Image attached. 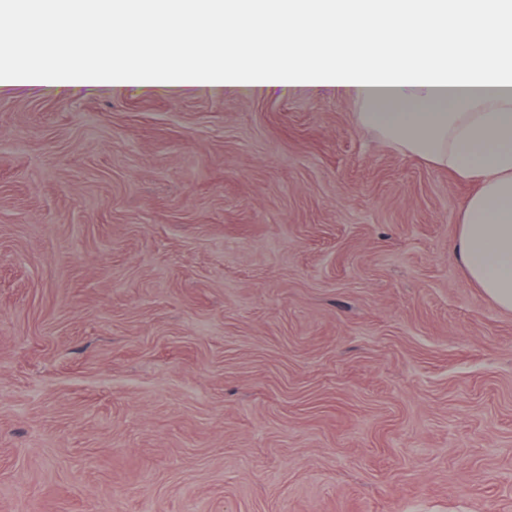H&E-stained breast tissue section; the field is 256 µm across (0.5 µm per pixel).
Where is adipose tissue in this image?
<instances>
[{"label": "adipose tissue", "instance_id": "1", "mask_svg": "<svg viewBox=\"0 0 512 512\" xmlns=\"http://www.w3.org/2000/svg\"><path fill=\"white\" fill-rule=\"evenodd\" d=\"M280 1L288 31L278 63L221 65L198 49L154 79L190 77L215 89L326 85L355 99L359 126L475 184L458 257L469 281L512 311V0H179L187 28L207 15L264 24L267 6ZM340 17L350 21L342 43L329 28ZM69 54L73 65L37 68L36 80L67 90L142 72L134 59L115 69L79 47Z\"/></svg>", "mask_w": 512, "mask_h": 512}]
</instances>
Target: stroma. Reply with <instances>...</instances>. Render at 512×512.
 Listing matches in <instances>:
<instances>
[{"label": "stroma", "mask_w": 512, "mask_h": 512, "mask_svg": "<svg viewBox=\"0 0 512 512\" xmlns=\"http://www.w3.org/2000/svg\"><path fill=\"white\" fill-rule=\"evenodd\" d=\"M359 109L0 80V512H512L474 188Z\"/></svg>", "instance_id": "stroma-1"}]
</instances>
